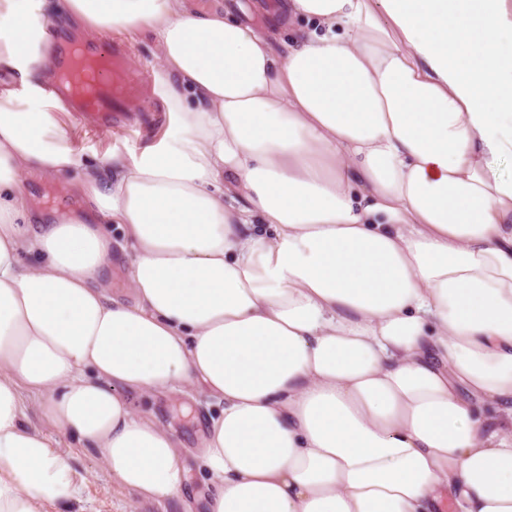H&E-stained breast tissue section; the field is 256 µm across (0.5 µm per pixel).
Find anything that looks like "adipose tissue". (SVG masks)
<instances>
[{"mask_svg": "<svg viewBox=\"0 0 512 512\" xmlns=\"http://www.w3.org/2000/svg\"><path fill=\"white\" fill-rule=\"evenodd\" d=\"M281 9L280 54L219 5L0 0V512L80 494L28 395L139 504L179 498L131 400L177 387L223 402L205 512H512V0ZM74 30L151 32L171 131L72 145L46 84ZM78 169L88 215H32L27 178ZM113 227V266H112V285L109 289V295L121 301H130L126 279V261L127 255L131 252L123 242L121 231L115 224Z\"/></svg>", "mask_w": 512, "mask_h": 512, "instance_id": "adipose-tissue-1", "label": "adipose tissue"}]
</instances>
